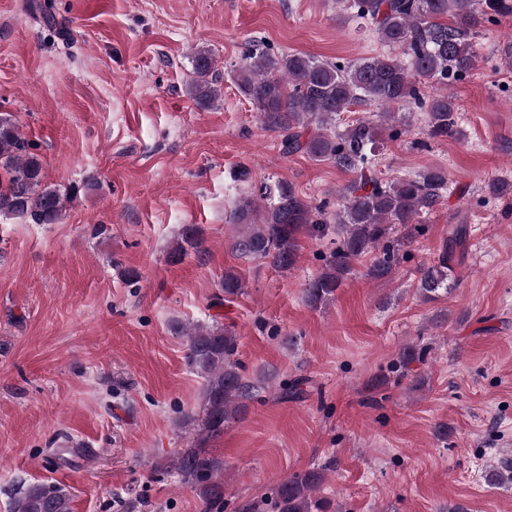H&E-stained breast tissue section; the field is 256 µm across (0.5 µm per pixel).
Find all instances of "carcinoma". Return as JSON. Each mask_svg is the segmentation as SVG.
I'll use <instances>...</instances> for the list:
<instances>
[{"label": "carcinoma", "instance_id": "obj_1", "mask_svg": "<svg viewBox=\"0 0 512 512\" xmlns=\"http://www.w3.org/2000/svg\"><path fill=\"white\" fill-rule=\"evenodd\" d=\"M341 18L366 24L387 51L353 62L318 61L300 53L275 55L255 48L235 71L236 84L250 100L264 129L275 132L285 155L304 153L328 161L352 175L340 191L336 211L324 202L300 196L282 180L261 184L253 198L242 200L231 223L239 232L233 247L251 259H268L288 271L298 259L299 237L323 239L336 235V247L322 271L305 284L309 306L316 308L336 293L355 265L370 258L367 275L390 276L405 257L404 247L425 231L422 215L441 205L448 194V171L423 169L413 175L384 179L377 174L382 129L398 137V112H425L428 135L446 138L456 132L458 106L448 91L429 96L421 86L448 85L478 65L475 39L489 12L508 7L505 0H336ZM194 77L189 94L205 107L220 95L215 59L207 50L192 58ZM374 102L383 111L355 119L343 129L336 120L353 105ZM75 188L65 190L45 182L39 156L16 124L0 118V216L57 224ZM466 236L462 224L448 230L438 258L418 270L416 295L435 302L453 291L454 248ZM203 252V238L194 225L186 226L181 240L169 252L180 261L188 251ZM224 300L243 294L240 276L224 273ZM186 361L205 381L204 401L187 447L174 455L171 467L179 481L193 487L204 512L224 503V465L210 444L224 435V427L244 417L256 384L241 372L237 337L213 320L184 328ZM323 470L312 468L279 482L270 497L244 505L242 512H335L330 500L319 495ZM488 487L512 485V459L504 457L483 473ZM10 512H72V496L61 486L33 483L21 486Z\"/></svg>", "mask_w": 512, "mask_h": 512}]
</instances>
